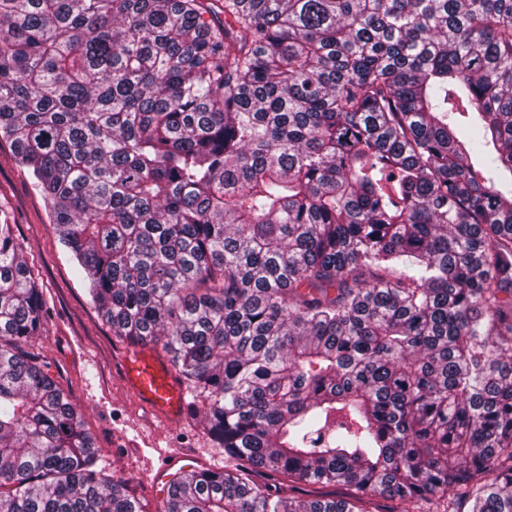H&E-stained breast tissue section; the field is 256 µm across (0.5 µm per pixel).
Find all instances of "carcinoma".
I'll return each instance as SVG.
<instances>
[{
	"label": "carcinoma",
	"mask_w": 512,
	"mask_h": 512,
	"mask_svg": "<svg viewBox=\"0 0 512 512\" xmlns=\"http://www.w3.org/2000/svg\"><path fill=\"white\" fill-rule=\"evenodd\" d=\"M0 140L224 449L162 512H512V0H0ZM15 227L0 512H145Z\"/></svg>",
	"instance_id": "1"
}]
</instances>
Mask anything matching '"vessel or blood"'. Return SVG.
I'll use <instances>...</instances> for the list:
<instances>
[{
	"label": "vessel or blood",
	"mask_w": 512,
	"mask_h": 512,
	"mask_svg": "<svg viewBox=\"0 0 512 512\" xmlns=\"http://www.w3.org/2000/svg\"><path fill=\"white\" fill-rule=\"evenodd\" d=\"M127 384L152 410L177 418L186 408V393L171 369L151 350H129L122 361Z\"/></svg>",
	"instance_id": "obj_1"
}]
</instances>
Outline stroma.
Returning <instances> with one entry per match:
<instances>
[{
	"instance_id": "1",
	"label": "stroma",
	"mask_w": 512,
	"mask_h": 512,
	"mask_svg": "<svg viewBox=\"0 0 512 512\" xmlns=\"http://www.w3.org/2000/svg\"><path fill=\"white\" fill-rule=\"evenodd\" d=\"M0 207L13 213L24 256L43 287L47 316L33 350L101 448L97 469L126 480L146 512H156L168 483L147 481L143 473L157 464L160 452L178 456L179 472L222 468L224 451L213 446L198 420L187 415L165 420L129 388L120 368L128 343L114 336L75 277L44 200L31 190L26 170L5 143L0 144Z\"/></svg>"
}]
</instances>
